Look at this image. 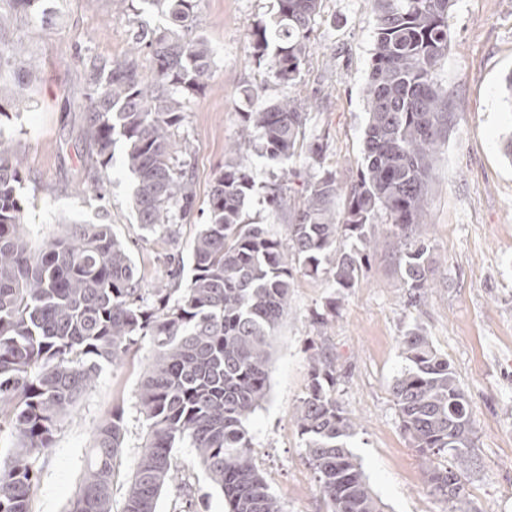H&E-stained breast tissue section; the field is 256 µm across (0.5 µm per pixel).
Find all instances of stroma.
Masks as SVG:
<instances>
[{"instance_id":"obj_1","label":"stroma","mask_w":512,"mask_h":512,"mask_svg":"<svg viewBox=\"0 0 512 512\" xmlns=\"http://www.w3.org/2000/svg\"><path fill=\"white\" fill-rule=\"evenodd\" d=\"M49 23L30 29L41 59L30 99L0 116L12 142L30 201L26 233L32 246L71 224H107L125 241L153 287L166 282L165 255L189 257L200 219L179 223L174 239L142 230L134 208V176L124 167L126 141L112 146L108 204L88 191L84 74L91 60L128 57L138 25L166 26L146 0L134 11L112 10L111 0H42ZM275 0H203L194 34L213 50L210 77L191 96L175 138L185 148L198 205L223 168L225 151L241 133L251 108L245 88H262L263 101L286 94L308 103L307 140L325 145V165L341 182L356 179L366 124L362 89L371 70L375 15L371 0H321L313 22V50L300 83L275 84L266 63L252 55L248 32L272 24ZM451 44L437 79L455 114L438 155L422 232L434 251L433 286L414 298L401 277L406 241L394 225L378 222L376 246L357 287H334L329 272L294 270L288 313L268 369L269 393L247 423L256 464L285 512H330L293 421L310 381L311 356L328 346L336 356V397L355 418L352 452L384 512H448L432 493V464L400 428L391 385L405 361L400 342L421 328L448 359L473 411L470 465L463 475L470 512H512V0H457L449 20ZM330 314L328 325L316 324ZM153 352L142 342L112 365L64 419L51 451L40 461L31 512H69L79 493L94 433L112 406L126 412L124 448L112 486L121 512L147 423L136 402ZM176 476L190 486L197 512H226L224 494L198 465L194 449L175 450Z\"/></svg>"}]
</instances>
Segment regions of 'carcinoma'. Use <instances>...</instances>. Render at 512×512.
I'll return each instance as SVG.
<instances>
[{
	"label": "carcinoma",
	"instance_id": "cac0c4a2",
	"mask_svg": "<svg viewBox=\"0 0 512 512\" xmlns=\"http://www.w3.org/2000/svg\"><path fill=\"white\" fill-rule=\"evenodd\" d=\"M39 0H0V95L31 80L40 67L20 23L39 26ZM169 27L140 25L138 49L154 60L151 73L134 59L94 60L86 70V139L99 198L110 183L112 143L125 138L124 166L134 175L137 221L163 237L197 208L193 174L174 164V130L186 96L210 76L207 39L187 37L203 0H149ZM272 29L251 28L254 55L269 59L281 85L297 86L311 53V25L320 0H276ZM376 18L369 82L362 94L367 121L363 164L346 184L323 166L324 144L305 141L307 112L291 95L244 113L241 142L210 187L206 221L184 260H168L171 288H146L129 248L108 224H75L38 248L26 239L28 198L19 163L0 132V420L17 444L0 454V512H30L38 460L53 446L59 424L104 365L146 342L153 362L138 390L147 437L140 448L122 512H156L174 479V448L189 444L210 480L224 492L227 512H283L253 457L247 428L268 396L271 348L288 309L293 257L308 275L332 265L337 288H353L381 215L414 236L404 253V279L421 297L433 275L431 245L416 236L440 148L454 126L437 74L448 53L456 0H372ZM254 148L277 173L266 203L288 205L285 176H301L303 202L293 209L286 240L242 219L253 183L243 151ZM302 163L303 169L295 168ZM343 208L336 209L338 197ZM408 361L392 385L401 429L428 458L448 464L428 473L432 491L468 512L462 483L473 443L470 400L448 359L416 329L402 339ZM320 492L331 512H383L350 450L357 424L336 398V358L315 353L310 383L294 413ZM124 409L99 424L83 487L70 512H112V484L125 437Z\"/></svg>",
	"mask_w": 512,
	"mask_h": 512
}]
</instances>
